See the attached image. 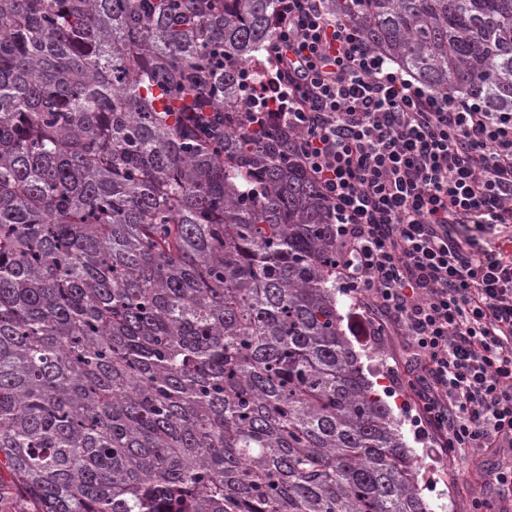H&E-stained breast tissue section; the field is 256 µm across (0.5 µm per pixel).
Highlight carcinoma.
Returning <instances> with one entry per match:
<instances>
[{"label":"carcinoma","mask_w":512,"mask_h":512,"mask_svg":"<svg viewBox=\"0 0 512 512\" xmlns=\"http://www.w3.org/2000/svg\"><path fill=\"white\" fill-rule=\"evenodd\" d=\"M275 0H0V468L36 512H430L336 299ZM512 112V0H328Z\"/></svg>","instance_id":"cac0c4a2"}]
</instances>
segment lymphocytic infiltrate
Segmentation results:
<instances>
[{
    "label": "lymphocytic infiltrate",
    "instance_id": "f902f5d3",
    "mask_svg": "<svg viewBox=\"0 0 512 512\" xmlns=\"http://www.w3.org/2000/svg\"><path fill=\"white\" fill-rule=\"evenodd\" d=\"M251 126L303 134L346 294L401 336L420 424L449 461L512 448V112L427 89L326 0H276Z\"/></svg>",
    "mask_w": 512,
    "mask_h": 512
}]
</instances>
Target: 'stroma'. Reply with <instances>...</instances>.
Returning a JSON list of instances; mask_svg holds the SVG:
<instances>
[{
    "label": "stroma",
    "instance_id": "35a3bbf8",
    "mask_svg": "<svg viewBox=\"0 0 512 512\" xmlns=\"http://www.w3.org/2000/svg\"><path fill=\"white\" fill-rule=\"evenodd\" d=\"M344 315L343 328L360 356L365 375L373 382L376 392L383 398L400 423V430L408 448L419 459L418 483L422 496L445 512H473L477 500L488 501L491 508L499 506V492L492 479L493 473L512 466V448L499 452L479 453L477 459H460L447 463L422 440L417 432L409 402L413 396L407 385V355L400 337L368 336L362 331L360 309L352 304L340 308ZM482 463L487 476L476 479L475 463Z\"/></svg>",
    "mask_w": 512,
    "mask_h": 512
}]
</instances>
